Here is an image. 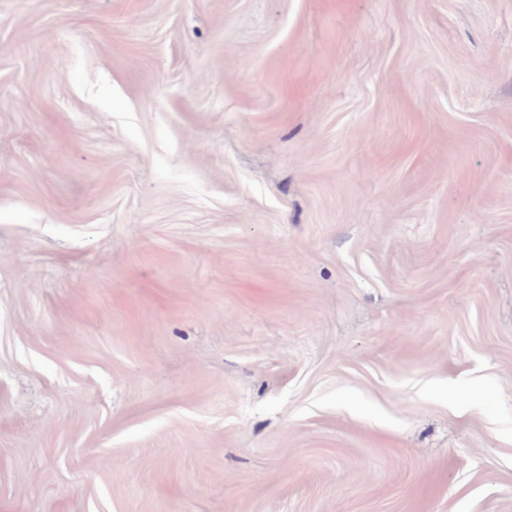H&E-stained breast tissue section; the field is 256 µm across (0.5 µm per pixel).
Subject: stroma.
I'll list each match as a JSON object with an SVG mask.
<instances>
[{
    "mask_svg": "<svg viewBox=\"0 0 512 512\" xmlns=\"http://www.w3.org/2000/svg\"><path fill=\"white\" fill-rule=\"evenodd\" d=\"M0 512H512V0H0Z\"/></svg>",
    "mask_w": 512,
    "mask_h": 512,
    "instance_id": "stroma-1",
    "label": "stroma"
}]
</instances>
